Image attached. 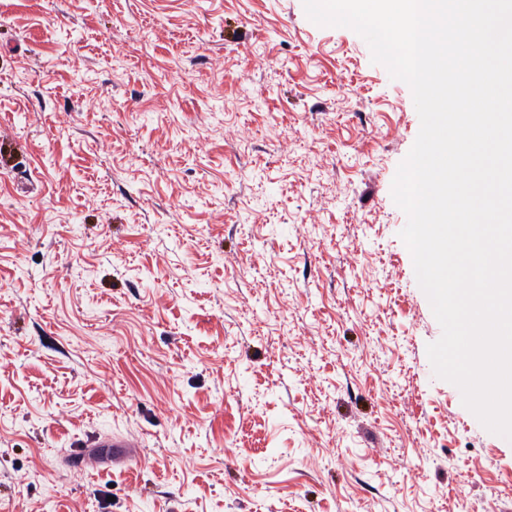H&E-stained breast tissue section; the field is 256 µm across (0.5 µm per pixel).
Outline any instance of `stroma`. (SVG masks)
<instances>
[{"label": "stroma", "mask_w": 512, "mask_h": 512, "mask_svg": "<svg viewBox=\"0 0 512 512\" xmlns=\"http://www.w3.org/2000/svg\"><path fill=\"white\" fill-rule=\"evenodd\" d=\"M419 129L303 0H0V512H512L427 355Z\"/></svg>", "instance_id": "obj_1"}]
</instances>
